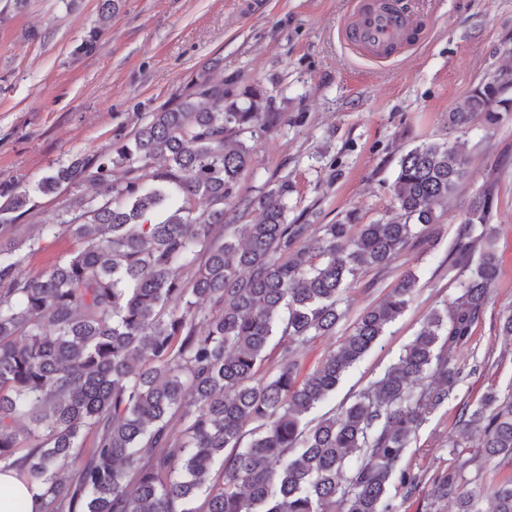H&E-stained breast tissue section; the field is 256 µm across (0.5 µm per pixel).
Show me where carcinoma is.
<instances>
[{"label": "carcinoma", "mask_w": 512, "mask_h": 512, "mask_svg": "<svg viewBox=\"0 0 512 512\" xmlns=\"http://www.w3.org/2000/svg\"><path fill=\"white\" fill-rule=\"evenodd\" d=\"M511 90L512 71L475 87L448 113L449 128L497 122L512 111ZM267 102L258 82L228 92L203 79L112 152L75 158L27 189L0 186V471L36 491L35 512H400L391 491L407 500L426 481L456 512H512V473H502L512 464V396L490 390L461 404L452 447L477 436L479 453L429 476L405 459L427 416L454 396L499 274L490 191L461 219L455 301L338 415L304 422L407 309L416 272L306 375L289 355L264 371L273 337L287 351L330 335L350 280L413 239L431 241L437 212L467 177L464 144L422 143L400 158L396 219L361 224L351 211L315 229L290 224L284 180L247 200L258 219L241 242L224 223L252 159L242 135L276 121ZM117 168L109 199L74 197L59 221L11 236L8 215L30 193L105 181ZM58 231L76 249L45 273H23L22 247ZM175 422L184 439L174 447ZM472 466L484 481L466 489Z\"/></svg>", "instance_id": "carcinoma-1"}]
</instances>
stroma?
Returning a JSON list of instances; mask_svg holds the SVG:
<instances>
[{
    "label": "stroma",
    "instance_id": "stroma-1",
    "mask_svg": "<svg viewBox=\"0 0 512 512\" xmlns=\"http://www.w3.org/2000/svg\"><path fill=\"white\" fill-rule=\"evenodd\" d=\"M118 2L101 30L99 0H25L19 7L0 0V183L31 185L73 157L110 151L203 77L229 91L256 81L267 89L268 109L279 120L256 143L238 197L287 181L292 224H334L349 211L365 224L395 217L400 157L424 141H465L469 175L449 199L430 247L407 248L350 280L347 315L333 334L293 353L302 371L311 370L407 270L419 271L409 307L307 419L339 414L397 361L427 315L457 296L450 260L462 214L476 193L490 189L500 272L472 329L474 357L455 399L428 417L406 450L414 468L447 467L458 402H477L490 389L512 394V336L499 328L500 313L512 305V112L494 125L478 119L463 131L448 128L449 112L473 87L512 69V0H408L429 17V33L385 64L343 42L352 0ZM110 182L31 195L14 235L56 221L72 197L106 195ZM76 246L66 234L43 236L22 268L47 271Z\"/></svg>",
    "mask_w": 512,
    "mask_h": 512
}]
</instances>
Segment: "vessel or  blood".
Listing matches in <instances>:
<instances>
[{"mask_svg": "<svg viewBox=\"0 0 512 512\" xmlns=\"http://www.w3.org/2000/svg\"><path fill=\"white\" fill-rule=\"evenodd\" d=\"M417 28V19L396 10L390 0H360L348 17L345 36L361 54L383 62L409 44Z\"/></svg>", "mask_w": 512, "mask_h": 512, "instance_id": "obj_1", "label": "vessel or blood"}]
</instances>
